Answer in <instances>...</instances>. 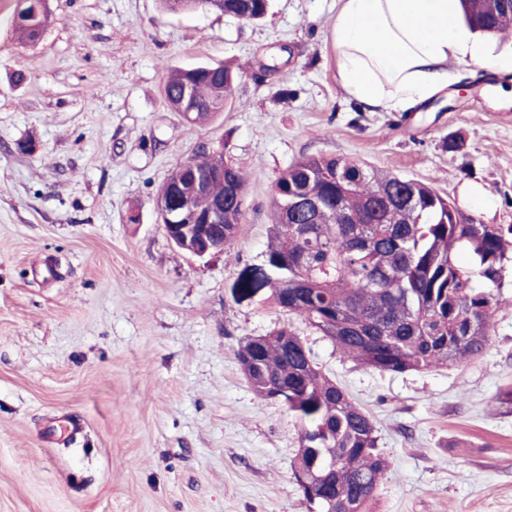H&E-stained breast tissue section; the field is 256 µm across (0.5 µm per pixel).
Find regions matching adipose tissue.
Segmentation results:
<instances>
[{"label": "adipose tissue", "mask_w": 512, "mask_h": 512, "mask_svg": "<svg viewBox=\"0 0 512 512\" xmlns=\"http://www.w3.org/2000/svg\"><path fill=\"white\" fill-rule=\"evenodd\" d=\"M336 80L368 112L408 109L456 80L453 63L482 49L461 24V0H339Z\"/></svg>", "instance_id": "obj_1"}]
</instances>
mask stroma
<instances>
[{
  "mask_svg": "<svg viewBox=\"0 0 512 512\" xmlns=\"http://www.w3.org/2000/svg\"><path fill=\"white\" fill-rule=\"evenodd\" d=\"M0 0V512H309L292 474L299 420L259 400L236 352L289 326L372 419L390 462L367 512H512V258L490 344L460 364L385 373L304 319L235 302L262 263L292 163L345 155L430 183L512 225V102L496 61L456 63L447 94L365 112L339 87L336 0H269L255 22L160 0H50L38 42ZM223 63L233 104L188 124L170 70ZM34 144L35 152L24 149ZM222 150L247 178L235 243L177 249L155 200L180 162Z\"/></svg>",
  "mask_w": 512,
  "mask_h": 512,
  "instance_id": "35a3bbf8",
  "label": "stroma"
}]
</instances>
